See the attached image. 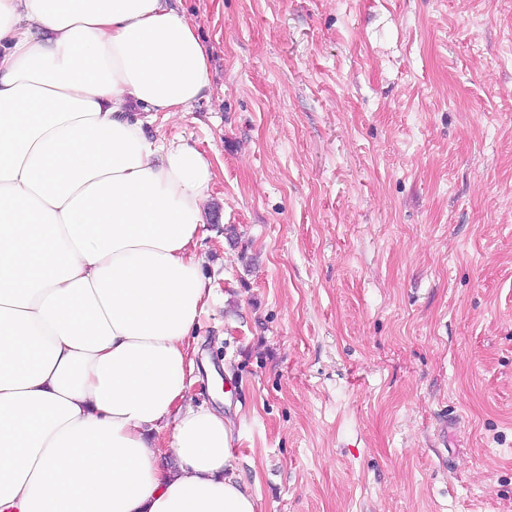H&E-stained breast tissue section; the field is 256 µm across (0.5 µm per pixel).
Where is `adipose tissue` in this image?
Returning <instances> with one entry per match:
<instances>
[{
    "label": "adipose tissue",
    "mask_w": 512,
    "mask_h": 512,
    "mask_svg": "<svg viewBox=\"0 0 512 512\" xmlns=\"http://www.w3.org/2000/svg\"><path fill=\"white\" fill-rule=\"evenodd\" d=\"M209 70L168 0H0V512L257 510L191 395L216 174L144 131Z\"/></svg>",
    "instance_id": "adipose-tissue-1"
}]
</instances>
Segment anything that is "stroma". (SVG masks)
Returning a JSON list of instances; mask_svg holds the SVG:
<instances>
[{"mask_svg": "<svg viewBox=\"0 0 512 512\" xmlns=\"http://www.w3.org/2000/svg\"><path fill=\"white\" fill-rule=\"evenodd\" d=\"M216 171L195 404L257 512H512V0H182Z\"/></svg>", "mask_w": 512, "mask_h": 512, "instance_id": "obj_1", "label": "stroma"}]
</instances>
